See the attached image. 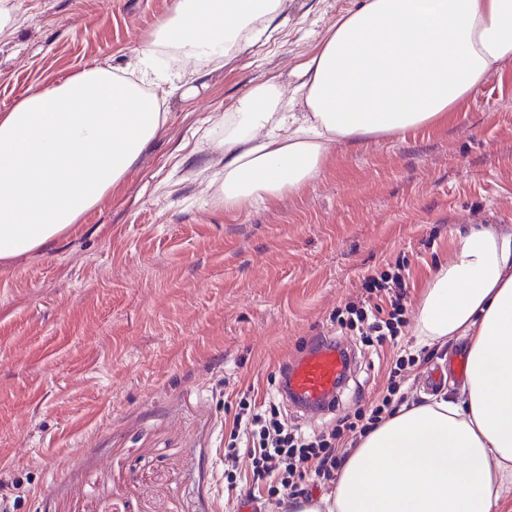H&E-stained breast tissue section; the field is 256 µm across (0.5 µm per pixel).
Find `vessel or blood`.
Here are the masks:
<instances>
[{"instance_id":"1","label":"vessel or blood","mask_w":512,"mask_h":512,"mask_svg":"<svg viewBox=\"0 0 512 512\" xmlns=\"http://www.w3.org/2000/svg\"><path fill=\"white\" fill-rule=\"evenodd\" d=\"M349 366V358L340 346L314 343L289 362L284 393L303 408H325L333 400Z\"/></svg>"}]
</instances>
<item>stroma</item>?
<instances>
[{"label":"stroma","mask_w":512,"mask_h":512,"mask_svg":"<svg viewBox=\"0 0 512 512\" xmlns=\"http://www.w3.org/2000/svg\"><path fill=\"white\" fill-rule=\"evenodd\" d=\"M174 0H10L0 112L102 67L136 78V49ZM362 0H288L275 32L186 70L167 120L121 186L51 248L0 263V477L16 512H237L224 456L242 395L265 409L281 365L359 300L364 276L403 261L405 323L385 360L357 348L335 410L278 407L321 432L377 404L390 359L408 400L464 378L462 342L421 347L417 307L454 231L512 225V63L446 119L338 150L300 191L234 214L199 172L209 139L252 84L297 68Z\"/></svg>","instance_id":"stroma-1"}]
</instances>
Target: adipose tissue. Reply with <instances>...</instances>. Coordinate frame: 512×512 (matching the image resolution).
Returning <instances> with one entry per match:
<instances>
[{
    "mask_svg": "<svg viewBox=\"0 0 512 512\" xmlns=\"http://www.w3.org/2000/svg\"><path fill=\"white\" fill-rule=\"evenodd\" d=\"M287 0H175L139 75L78 73L0 113V262L49 247L116 188L166 121L156 45L220 60L269 39ZM512 61V0H363L288 86L254 83L222 118L225 210L317 179L340 146L447 117ZM420 343H466L460 396L403 404L361 437L333 490L290 512H496L512 488V225L457 231L420 302Z\"/></svg>",
    "mask_w": 512,
    "mask_h": 512,
    "instance_id": "obj_1",
    "label": "adipose tissue"
}]
</instances>
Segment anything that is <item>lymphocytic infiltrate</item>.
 Wrapping results in <instances>:
<instances>
[{
  "label": "lymphocytic infiltrate",
  "mask_w": 512,
  "mask_h": 512,
  "mask_svg": "<svg viewBox=\"0 0 512 512\" xmlns=\"http://www.w3.org/2000/svg\"><path fill=\"white\" fill-rule=\"evenodd\" d=\"M406 286L399 266L365 278L362 298L336 313L341 334L360 337L377 349L395 340L404 324ZM404 364L403 358H396L386 393L372 409L343 416L319 433L299 432L274 415L254 412L250 402H241L225 457H236L239 446H246L254 478L267 482L268 496L281 502L301 494L306 485L335 481L347 455L342 446L345 436L366 433L394 412Z\"/></svg>",
  "instance_id": "lymphocytic-infiltrate-1"
}]
</instances>
